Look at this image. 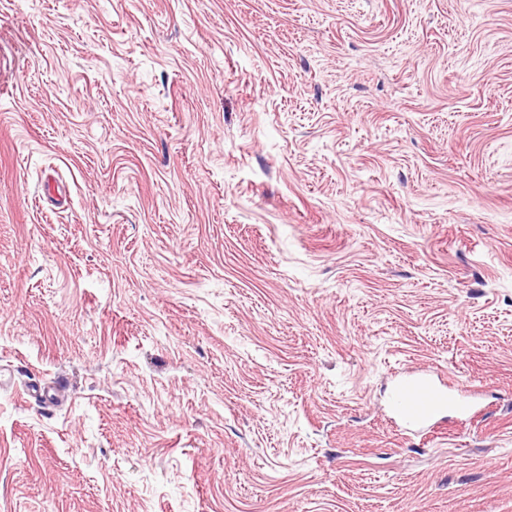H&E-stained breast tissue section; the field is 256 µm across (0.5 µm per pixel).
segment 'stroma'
Here are the masks:
<instances>
[{
	"label": "stroma",
	"instance_id": "stroma-1",
	"mask_svg": "<svg viewBox=\"0 0 512 512\" xmlns=\"http://www.w3.org/2000/svg\"><path fill=\"white\" fill-rule=\"evenodd\" d=\"M0 512H512V0H0ZM396 391L392 404L393 413L410 426H424L435 414L455 407L461 413H471L475 404L464 396H474V388L463 391L457 396L448 389L438 385L427 373L406 372L395 384Z\"/></svg>",
	"mask_w": 512,
	"mask_h": 512
}]
</instances>
